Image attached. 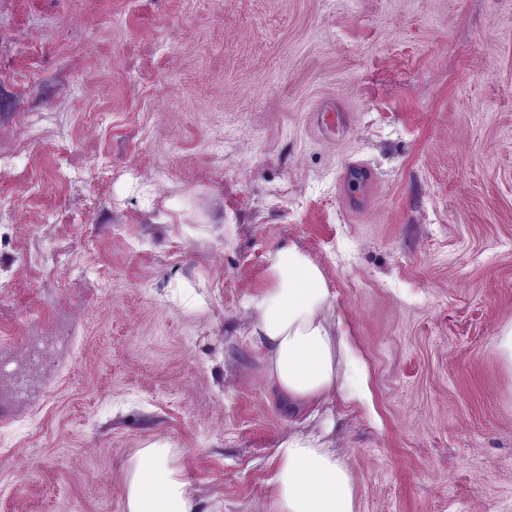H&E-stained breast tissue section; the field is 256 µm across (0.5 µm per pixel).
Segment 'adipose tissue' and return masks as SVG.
I'll list each match as a JSON object with an SVG mask.
<instances>
[{
	"label": "adipose tissue",
	"mask_w": 512,
	"mask_h": 512,
	"mask_svg": "<svg viewBox=\"0 0 512 512\" xmlns=\"http://www.w3.org/2000/svg\"><path fill=\"white\" fill-rule=\"evenodd\" d=\"M268 272L272 287L251 303L249 336L265 352L275 395L300 404L335 388L356 394L354 360L328 317L334 296L321 268L289 245L270 254ZM274 462L276 512H356L349 465L321 436L288 434ZM123 504V512H198L169 443L153 441L137 451L125 470Z\"/></svg>",
	"instance_id": "adipose-tissue-1"
}]
</instances>
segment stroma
I'll list each match as a JSON object with an SVG mask.
<instances>
[{
	"label": "stroma",
	"instance_id": "35a3bbf8",
	"mask_svg": "<svg viewBox=\"0 0 512 512\" xmlns=\"http://www.w3.org/2000/svg\"><path fill=\"white\" fill-rule=\"evenodd\" d=\"M288 244L366 399L274 395ZM509 324L512 0H0V512H123L154 440L203 512H274L330 420L357 512H512Z\"/></svg>",
	"mask_w": 512,
	"mask_h": 512
}]
</instances>
